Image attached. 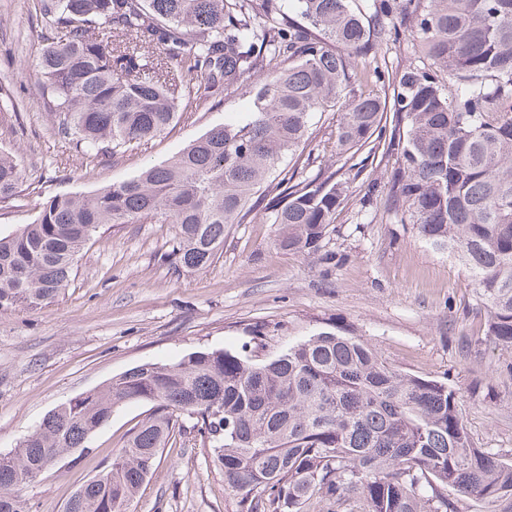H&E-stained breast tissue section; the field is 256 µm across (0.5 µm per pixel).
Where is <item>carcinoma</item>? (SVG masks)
<instances>
[{
	"mask_svg": "<svg viewBox=\"0 0 512 512\" xmlns=\"http://www.w3.org/2000/svg\"><path fill=\"white\" fill-rule=\"evenodd\" d=\"M44 46L33 64L40 107L94 168L158 137L179 113L239 90L244 117L162 165L91 195H54L31 224L0 235V310L37 306L68 287L76 256L105 224L176 225L169 264L209 267L224 233L254 211L274 245L322 253L347 186L307 176L262 202L288 157L305 171L315 113L341 106L335 164L394 155L395 206L417 235L471 277L485 336L512 353V0H427L414 38L436 69L391 73L374 56L400 38L404 0H32ZM337 50H332V47ZM163 55H155L157 49ZM0 151V202L20 193ZM125 402L150 405L127 444L63 512H127L167 442L197 433L224 473L235 512H512V457L473 445L457 390L402 372L364 339L322 329L260 356L195 351L143 363L50 411L0 455V512H27L17 480L40 475ZM456 494L457 499L450 498Z\"/></svg>",
	"mask_w": 512,
	"mask_h": 512,
	"instance_id": "obj_1",
	"label": "carcinoma"
}]
</instances>
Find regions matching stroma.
I'll return each instance as SVG.
<instances>
[{"mask_svg":"<svg viewBox=\"0 0 512 512\" xmlns=\"http://www.w3.org/2000/svg\"><path fill=\"white\" fill-rule=\"evenodd\" d=\"M42 47L31 0H0V148L18 159L19 196L0 202V233L32 223L45 193L92 194L162 164L190 141L247 111L240 92L221 105L181 114L163 135L118 161L89 170L38 106L29 61ZM396 160L374 161L352 181L326 251L336 264L278 249L274 225L235 224L206 270L164 261L170 224H107L86 244L76 274L37 308L0 310V455L14 450L46 414L146 361L170 363L204 349L231 348L261 330L263 351L334 326L367 340L397 369L448 381L459 393L477 447L512 455V354L485 339L473 282L446 254L419 239L394 209ZM148 404L116 407L80 456L62 458L20 494L29 512H62L146 417ZM224 476L183 437L128 512H234Z\"/></svg>","mask_w":512,"mask_h":512,"instance_id":"35a3bbf8","label":"stroma"}]
</instances>
